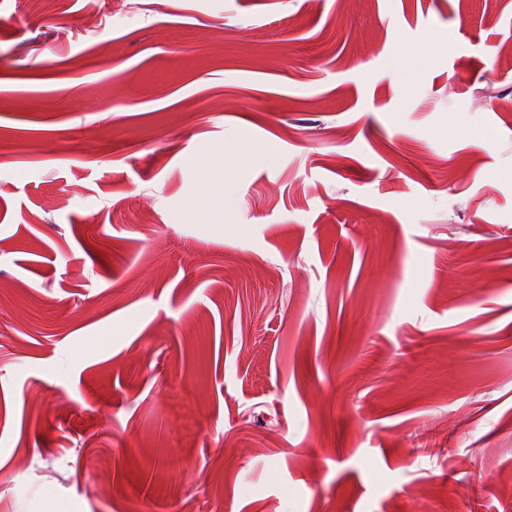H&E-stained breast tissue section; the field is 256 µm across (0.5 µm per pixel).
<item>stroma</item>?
<instances>
[{
	"instance_id": "1",
	"label": "stroma",
	"mask_w": 512,
	"mask_h": 512,
	"mask_svg": "<svg viewBox=\"0 0 512 512\" xmlns=\"http://www.w3.org/2000/svg\"><path fill=\"white\" fill-rule=\"evenodd\" d=\"M129 2L0 0V512H512V0ZM227 202L224 199V194L221 191H213L210 195L206 196L201 214L210 222V224L223 225L224 218L227 217Z\"/></svg>"
}]
</instances>
